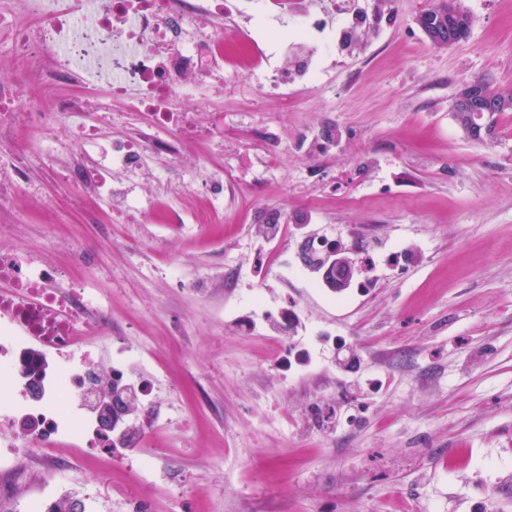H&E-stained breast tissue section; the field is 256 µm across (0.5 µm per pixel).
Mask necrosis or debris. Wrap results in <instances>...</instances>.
Instances as JSON below:
<instances>
[{
	"instance_id": "obj_1",
	"label": "necrosis or debris",
	"mask_w": 512,
	"mask_h": 512,
	"mask_svg": "<svg viewBox=\"0 0 512 512\" xmlns=\"http://www.w3.org/2000/svg\"><path fill=\"white\" fill-rule=\"evenodd\" d=\"M0 4V20L12 30V49L24 70L0 79V212L24 196L27 178L18 158L37 150L54 155L57 141L40 135L46 114L69 125L74 138L61 178L118 202L114 167L134 172L148 157L179 155L197 134L182 106L191 87H219L224 60L233 55L271 64L273 48L303 42L306 49L344 47L359 30L334 28L311 15L300 22L266 11L265 38L227 36L224 22L236 14L229 0H22ZM41 96H26L27 84ZM117 99L145 115L139 130L104 146L99 129L108 116L101 100ZM149 356L112 339V322L80 280L48 265L39 253L0 249V507L5 512H51L44 495L25 496L27 478L14 462L17 448L39 451L45 484L56 481L63 448L97 447L103 455L123 447L132 432L138 469H149L153 445L165 422L156 412L159 379L137 376ZM130 393L137 408L120 425H104L102 401L113 389Z\"/></svg>"
}]
</instances>
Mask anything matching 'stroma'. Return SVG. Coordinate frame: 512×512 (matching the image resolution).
I'll return each instance as SVG.
<instances>
[{"label": "stroma", "instance_id": "1", "mask_svg": "<svg viewBox=\"0 0 512 512\" xmlns=\"http://www.w3.org/2000/svg\"><path fill=\"white\" fill-rule=\"evenodd\" d=\"M428 3L337 0L333 22L377 25L313 57L316 78L291 74L284 96L260 67H225L210 105L182 103L200 139L132 185L155 205L148 223L80 197L58 159L23 156L28 191L0 247L102 294L113 338L165 368L155 468L85 448L58 476L97 491L99 512H125L124 496L144 512H512V112L479 144L451 110L470 80L512 91V0H461L471 33L446 48L414 22ZM202 165L224 177L217 223L200 221ZM356 230L371 235L369 285L347 305L326 303L314 268L281 273L302 239ZM259 288L298 313L297 336L328 332L325 372L290 378L268 331L229 314Z\"/></svg>", "mask_w": 512, "mask_h": 512}]
</instances>
